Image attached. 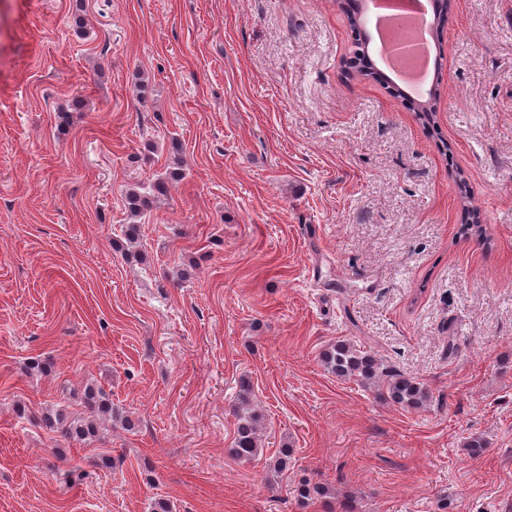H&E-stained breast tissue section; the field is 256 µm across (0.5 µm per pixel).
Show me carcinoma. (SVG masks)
Returning <instances> with one entry per match:
<instances>
[{
  "instance_id": "1",
  "label": "carcinoma",
  "mask_w": 512,
  "mask_h": 512,
  "mask_svg": "<svg viewBox=\"0 0 512 512\" xmlns=\"http://www.w3.org/2000/svg\"><path fill=\"white\" fill-rule=\"evenodd\" d=\"M167 192L165 176L148 183H140L127 189L125 200L129 217L133 223L125 230L128 244H133L140 236L141 220L150 213L159 196ZM322 362L328 372L344 379L353 378L369 388L381 387L378 396L410 409L425 406L430 395L424 385L417 380L396 373L382 365L369 351L356 347L347 341H338L322 355ZM253 386L251 381L243 378L238 383L236 394L237 409L236 434L228 454L239 461H251L260 451L259 424L262 416L251 409ZM84 415L72 417L61 409L48 407L43 411L44 426L59 432L73 442L95 440L100 434V423L112 416L121 417L122 425L132 429L130 419L120 416L112 408V401L100 388L87 386L83 397ZM297 499L305 506L310 501L324 497L328 490L308 480L301 481L296 488Z\"/></svg>"
}]
</instances>
